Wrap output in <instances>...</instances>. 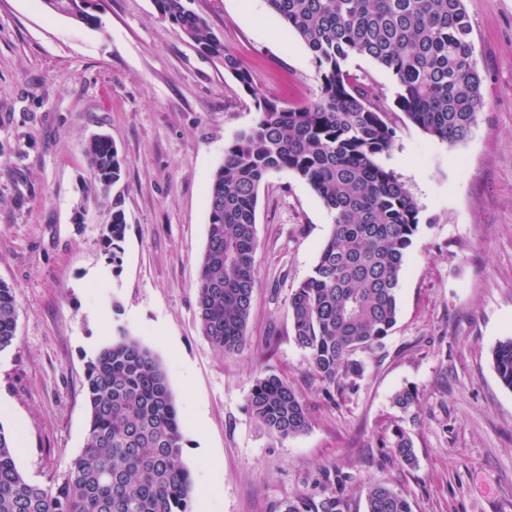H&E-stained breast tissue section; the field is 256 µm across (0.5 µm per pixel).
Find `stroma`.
<instances>
[{
	"label": "stroma",
	"instance_id": "stroma-1",
	"mask_svg": "<svg viewBox=\"0 0 512 512\" xmlns=\"http://www.w3.org/2000/svg\"><path fill=\"white\" fill-rule=\"evenodd\" d=\"M482 106L451 145L412 124L392 74L349 70L395 130L381 164L420 207L398 288L397 322L358 352L364 373L337 394L293 338L288 298L312 272L332 217L294 174H271L256 214V288L244 348L223 355L200 331L196 295L208 188L224 147L257 118L216 60L161 21L153 0H106L101 28L0 0V280L13 286L17 340L0 352V427L31 482L60 477L85 444L87 361L125 329L163 363L184 435L191 512H284L339 491L365 512L386 483L412 512H512V390L492 364L512 336V0H464ZM259 90L291 106L320 80L301 39L266 0H192ZM125 159L107 193H87V138ZM126 214L122 262L102 240ZM268 373L288 382L311 425L279 437L248 398ZM415 388L409 411L395 393ZM411 437L407 466L386 446ZM339 482H327V474Z\"/></svg>",
	"mask_w": 512,
	"mask_h": 512
}]
</instances>
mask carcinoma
I'll use <instances>...</instances> for the list:
<instances>
[{"mask_svg": "<svg viewBox=\"0 0 512 512\" xmlns=\"http://www.w3.org/2000/svg\"><path fill=\"white\" fill-rule=\"evenodd\" d=\"M95 0H43L47 10L87 27L102 26ZM188 0H153L160 20L203 55L224 66L254 101L258 117L224 147V162L208 190V234L197 289L200 329L214 349L234 353L245 343L253 291L259 188L286 170L305 181L332 215L330 234L312 274L288 299L294 339L316 375L337 392L356 386L364 367L356 352L380 343L397 319V289L406 252L419 228L420 208L400 177L378 162L394 130L365 87L350 73L356 57L391 71L397 107L426 134L453 145L465 140L481 105L472 24L463 0H267L270 9L310 51L320 76L313 103L287 107L264 96L251 72L230 53L208 20ZM94 191L120 180L124 158L112 137H90L84 147ZM127 222L112 206L103 243L121 262ZM18 305L0 280V352L16 341ZM494 370L512 389V337L492 351ZM85 446L60 480L41 486L17 468L0 426V512H190L192 483L182 461L184 436L161 361L125 330L88 362ZM394 404L418 403L415 390ZM248 405L268 431L305 432L306 405L275 374L256 380ZM407 465L416 457L405 432L389 442ZM332 492L293 502L285 512H344ZM366 512H412L387 485L372 484Z\"/></svg>", "mask_w": 512, "mask_h": 512, "instance_id": "cac0c4a2", "label": "carcinoma"}]
</instances>
